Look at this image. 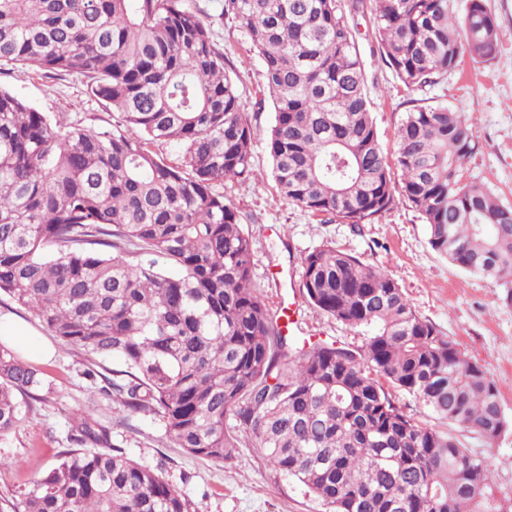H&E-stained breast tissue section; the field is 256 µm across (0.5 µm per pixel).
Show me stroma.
<instances>
[{"mask_svg":"<svg viewBox=\"0 0 512 512\" xmlns=\"http://www.w3.org/2000/svg\"><path fill=\"white\" fill-rule=\"evenodd\" d=\"M184 3L211 25L215 40L242 79L244 110L258 133H265L274 109L260 88L261 61L224 18V0ZM486 3L503 34L498 58L478 63L463 57L441 83L418 94L405 88L382 60L370 16L358 15L354 21L366 90L384 151L394 154L396 128L414 96L453 106L465 114L477 142L463 170L464 181L486 184L503 204L512 206V0ZM0 87L51 117L80 118L94 129L102 128L112 112L89 95L84 78L75 73L47 76L18 65L0 70ZM254 156L261 179L234 184L225 193L253 241V282L270 315L295 306L297 323L289 334L297 342L360 348L362 332L309 304L300 289L299 257L332 242L387 271L423 319L484 366L496 384L509 426L489 448L477 435L449 428L412 395L396 393L397 404L417 421L443 432L454 431L472 453L488 457L495 497L512 499V304L502 301L500 288L462 272L434 250L426 225L403 198H396L391 210L371 224L326 223L278 196L267 176L269 158L263 143H256ZM0 315L23 319L51 348L49 355L28 356V363L42 370L44 385L36 390L23 424L0 437V505L20 501L33 481L58 463L62 452L71 447L74 414L83 411L109 429L113 447L162 474L188 496L196 512H326L304 486L271 467L249 436H241L235 458L221 465L173 447L155 415L127 410L101 393L100 383L87 379L92 356L60 344L9 298L0 299Z\"/></svg>","mask_w":512,"mask_h":512,"instance_id":"stroma-1","label":"stroma"}]
</instances>
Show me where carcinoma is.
Wrapping results in <instances>:
<instances>
[{
    "label": "carcinoma",
    "instance_id": "carcinoma-1",
    "mask_svg": "<svg viewBox=\"0 0 512 512\" xmlns=\"http://www.w3.org/2000/svg\"><path fill=\"white\" fill-rule=\"evenodd\" d=\"M370 6L382 56L409 90L464 55L501 51L485 0H224L262 62L279 196L313 216L369 224L395 191L429 243L512 303V207L462 182L465 116L412 105L394 162L378 140L350 19ZM77 73L112 106L110 130L51 118L0 88V294L60 343L120 357L108 381L159 418L173 446L218 465L238 434L329 512H512L490 502L488 461L408 416L391 392L493 445L508 427L481 365L419 316L397 281L329 243L300 256L303 294L364 332L359 350L284 335L253 284L252 243L217 184L257 178V131L226 52L182 0H0V70ZM173 143L176 163L158 153ZM400 171V181L392 168ZM41 371L0 347V436L20 425ZM69 449L12 512H194L155 470L80 414Z\"/></svg>",
    "mask_w": 512,
    "mask_h": 512
}]
</instances>
